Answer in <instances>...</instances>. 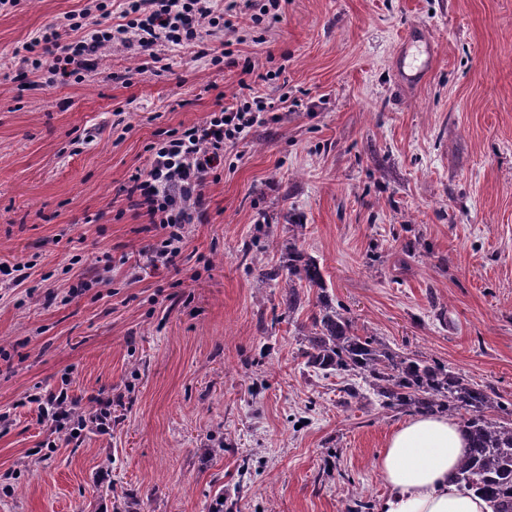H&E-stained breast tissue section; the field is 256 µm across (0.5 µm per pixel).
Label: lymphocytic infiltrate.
<instances>
[{
	"label": "lymphocytic infiltrate",
	"mask_w": 512,
	"mask_h": 512,
	"mask_svg": "<svg viewBox=\"0 0 512 512\" xmlns=\"http://www.w3.org/2000/svg\"><path fill=\"white\" fill-rule=\"evenodd\" d=\"M283 0H120L113 12L109 0H86L81 10L68 13L14 48L11 57L47 84L58 79H82L98 67L102 48L134 47L143 58L141 71L162 75L170 71V51L184 48L213 67L234 61L244 42L241 18L252 27L271 29L282 20ZM238 91L201 124L156 132L145 147V164L128 175L120 192L129 210L158 240L145 249L152 265L178 267L188 242V227L208 219L206 187L219 181L224 149L238 144L258 126L269 123L288 105L287 95L263 96L257 82L279 79V72H255L244 64ZM39 418L52 432L80 437L82 431L100 434L112 428L111 398L97 399L88 412L77 413L67 390L38 397Z\"/></svg>",
	"instance_id": "1"
}]
</instances>
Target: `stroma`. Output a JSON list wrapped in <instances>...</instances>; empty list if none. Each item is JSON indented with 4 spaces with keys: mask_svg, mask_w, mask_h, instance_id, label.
Returning <instances> with one entry per match:
<instances>
[{
    "mask_svg": "<svg viewBox=\"0 0 512 512\" xmlns=\"http://www.w3.org/2000/svg\"><path fill=\"white\" fill-rule=\"evenodd\" d=\"M81 6L0 12V512L378 505L379 454L412 415L308 367L312 305L292 314L281 286L259 288L295 221L358 328L512 401V0H288L264 43L248 30L239 59L283 70L286 90L260 91L290 105L225 152L176 270L146 262L153 237L118 189L155 130L205 121L240 70L178 49L142 74L137 49L112 47L80 80L18 77L12 47ZM411 26L434 33L438 63L403 90ZM106 253L108 282L67 298ZM63 385L81 412L112 398L111 434L68 442L40 423L27 396Z\"/></svg>",
    "mask_w": 512,
    "mask_h": 512,
    "instance_id": "stroma-1",
    "label": "stroma"
}]
</instances>
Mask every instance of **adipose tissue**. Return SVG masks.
Listing matches in <instances>:
<instances>
[{"label":"adipose tissue","mask_w":512,"mask_h":512,"mask_svg":"<svg viewBox=\"0 0 512 512\" xmlns=\"http://www.w3.org/2000/svg\"><path fill=\"white\" fill-rule=\"evenodd\" d=\"M466 451L464 429L446 417H420L399 426L378 461L389 487L378 512H492L488 501L454 483Z\"/></svg>","instance_id":"1"}]
</instances>
